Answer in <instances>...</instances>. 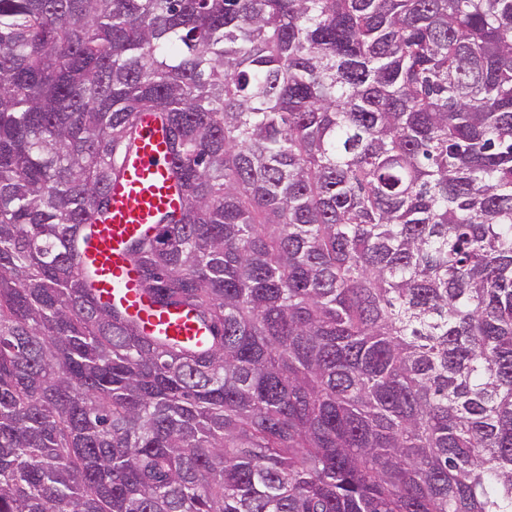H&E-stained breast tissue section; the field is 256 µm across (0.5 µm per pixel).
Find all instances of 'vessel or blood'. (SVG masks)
Returning a JSON list of instances; mask_svg holds the SVG:
<instances>
[{
	"label": "vessel or blood",
	"mask_w": 512,
	"mask_h": 512,
	"mask_svg": "<svg viewBox=\"0 0 512 512\" xmlns=\"http://www.w3.org/2000/svg\"><path fill=\"white\" fill-rule=\"evenodd\" d=\"M122 167L123 174L110 191L109 209L96 219L81 247L78 270L91 272L97 296L122 307L149 335L200 340L206 331L192 314L151 304L124 251L126 242L152 233L157 216L180 202L166 135L152 115L141 116L136 148Z\"/></svg>",
	"instance_id": "vessel-or-blood-1"
}]
</instances>
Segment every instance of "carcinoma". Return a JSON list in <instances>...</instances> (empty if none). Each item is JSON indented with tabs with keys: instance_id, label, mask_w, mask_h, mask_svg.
<instances>
[{
	"instance_id": "1",
	"label": "carcinoma",
	"mask_w": 512,
	"mask_h": 512,
	"mask_svg": "<svg viewBox=\"0 0 512 512\" xmlns=\"http://www.w3.org/2000/svg\"><path fill=\"white\" fill-rule=\"evenodd\" d=\"M0 512H512V0H0ZM122 167V176L112 184L110 207L93 224L77 268L91 272L92 288L102 301L122 307L149 335L200 342L207 332L192 314L151 304L124 251L126 242L152 233L157 216L176 209L180 202L166 135L152 115L140 117L136 148L123 159Z\"/></svg>"
}]
</instances>
